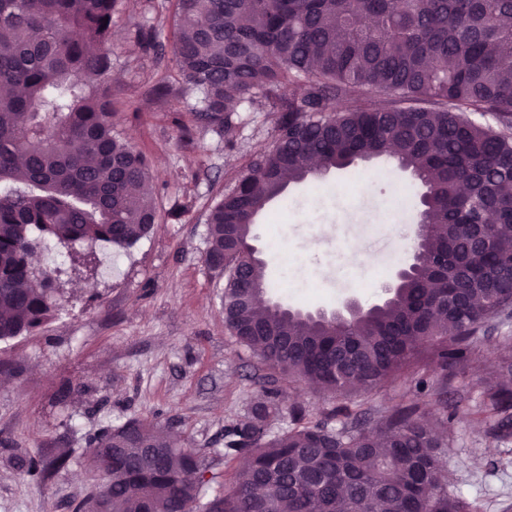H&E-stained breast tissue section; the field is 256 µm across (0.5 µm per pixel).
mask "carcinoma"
I'll list each match as a JSON object with an SVG mask.
<instances>
[{
	"label": "carcinoma",
	"mask_w": 512,
	"mask_h": 512,
	"mask_svg": "<svg viewBox=\"0 0 512 512\" xmlns=\"http://www.w3.org/2000/svg\"><path fill=\"white\" fill-rule=\"evenodd\" d=\"M397 2L174 0V80L198 96L192 121L228 135L244 104L280 112L271 147L211 207L205 256L224 271L225 327L273 371L272 388L225 429L228 479L188 439L139 418L89 437L95 469L74 512H477L448 491L437 410L411 400L313 419L275 400L280 376L368 393L430 366L418 392L444 406L476 335L512 315V0ZM116 10L117 0H0V87L22 90L0 95V341L56 311V271L33 263L41 241L89 264L96 243L130 248L156 222L148 157L112 134ZM384 155L424 188L412 276L343 323L265 301L256 217L291 183ZM480 224L484 246L462 249ZM473 415L512 439V358ZM15 464L44 476L35 456Z\"/></svg>",
	"instance_id": "carcinoma-1"
}]
</instances>
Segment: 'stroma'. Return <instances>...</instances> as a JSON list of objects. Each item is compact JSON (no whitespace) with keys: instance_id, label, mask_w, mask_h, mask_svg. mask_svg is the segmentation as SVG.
<instances>
[{"instance_id":"stroma-1","label":"stroma","mask_w":512,"mask_h":512,"mask_svg":"<svg viewBox=\"0 0 512 512\" xmlns=\"http://www.w3.org/2000/svg\"><path fill=\"white\" fill-rule=\"evenodd\" d=\"M168 0H120L113 19L114 129L151 161L157 220L150 234L121 249L94 247L90 267L64 257L57 282L59 309L34 334L0 342V441L40 458L46 473L33 480L4 462L0 448V512H72L89 486L87 438L136 417L191 439L203 452L223 448L224 429L265 396L266 369L224 326V275L205 262L207 214L232 185L244 155L268 147L277 112L242 107L234 145L223 134L191 125L197 95L172 83L151 87L174 65ZM156 45L139 46V29ZM190 131H183V124ZM418 200L422 187L390 158L288 186L254 226L267 265L266 293L295 309L328 311L348 301H378L402 249L410 260L415 224L393 228L388 206L401 190ZM376 250L377 264L363 253ZM120 261L104 277L105 255ZM464 378L448 390V490L479 502L481 512H512V442L487 436L467 414L495 362L512 356V316L491 319L475 344ZM427 369L369 393L333 395L279 380L283 406L314 417L346 404L377 413L400 406ZM69 461L56 468L60 453Z\"/></svg>"}]
</instances>
